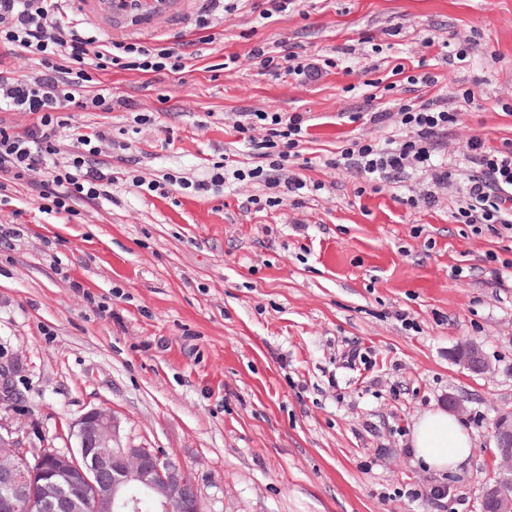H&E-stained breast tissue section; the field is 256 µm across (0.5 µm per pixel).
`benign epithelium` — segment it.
<instances>
[{"label": "benign epithelium", "mask_w": 512, "mask_h": 512, "mask_svg": "<svg viewBox=\"0 0 512 512\" xmlns=\"http://www.w3.org/2000/svg\"><path fill=\"white\" fill-rule=\"evenodd\" d=\"M455 358L475 373L489 363L482 348L464 342ZM10 368L0 366V402L14 399ZM76 447L31 451L13 432L0 431V512H128L127 492L150 490L161 512H206L195 482L182 465L151 448L121 444V422L112 412L92 409L70 427ZM493 460L496 484L484 487L481 502L494 512H512V419H498Z\"/></svg>", "instance_id": "obj_1"}]
</instances>
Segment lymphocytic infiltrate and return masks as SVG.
Returning <instances> with one entry per match:
<instances>
[{
	"mask_svg": "<svg viewBox=\"0 0 512 512\" xmlns=\"http://www.w3.org/2000/svg\"><path fill=\"white\" fill-rule=\"evenodd\" d=\"M0 44L20 48L40 63L31 76H0V115L26 112L33 121L24 128L8 125L0 118V193L9 192L17 182H24L37 202L51 203L56 211L74 216L81 203L106 196L113 175L96 163L105 133L96 138L77 135V146L63 148L62 129L68 128L66 109L95 107L111 111L112 103L103 94L86 96L93 71L118 68L145 73L166 72L177 75L186 68V57L169 48L151 49L138 41H100L80 32L74 19L64 10L61 0H0ZM252 59L264 73L275 76L287 71L306 79L318 77L319 64L307 61L292 47L254 46ZM370 121L396 129L388 147L381 148L358 138L338 149L330 167L354 172L370 181H385L406 170L427 171L433 185H447L448 170L436 169L432 154L440 146L459 114L445 107L441 98L420 105H401L397 109L377 108ZM263 129V138L253 130ZM243 134L253 168L234 169L225 174L216 166L211 175L195 181L184 177H166L162 182L144 183L134 178L136 186L166 194L168 186L178 185L205 194L218 190L227 178L242 181L263 178L273 196L257 203V210L283 205L288 198L323 190L320 182H310L289 173L287 164L304 142L308 127L300 115L284 112H241L236 122ZM467 160L475 174L469 180L464 199L453 213L463 224H487L512 232V147L493 148L480 136L467 143Z\"/></svg>",
	"mask_w": 512,
	"mask_h": 512,
	"instance_id": "1",
	"label": "lymphocytic infiltrate"
}]
</instances>
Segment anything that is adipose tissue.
<instances>
[{
    "label": "adipose tissue",
    "mask_w": 512,
    "mask_h": 512,
    "mask_svg": "<svg viewBox=\"0 0 512 512\" xmlns=\"http://www.w3.org/2000/svg\"><path fill=\"white\" fill-rule=\"evenodd\" d=\"M410 443L418 462L439 473L459 467L472 453V442L463 424L455 415L438 407L416 420Z\"/></svg>",
    "instance_id": "1"
}]
</instances>
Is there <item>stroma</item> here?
I'll return each mask as SVG.
<instances>
[{"label": "stroma", "instance_id": "obj_1", "mask_svg": "<svg viewBox=\"0 0 512 512\" xmlns=\"http://www.w3.org/2000/svg\"><path fill=\"white\" fill-rule=\"evenodd\" d=\"M226 2L206 32L195 25L206 0H67L99 39L194 44L199 56L179 75L94 72L115 106L71 110L70 122L106 134L102 159L120 175L110 199L71 216L41 212L20 184L0 197V220L21 230L0 242V365L15 392L0 427L29 448H70L72 423L110 410L123 445L184 465L207 512H479L497 477L495 423L512 416V235L451 212L469 138L512 144V0H298L267 20L265 0ZM429 36L476 47L443 59ZM259 43L332 65L316 80L276 78L249 57ZM399 63L436 76L460 112L436 155L452 181L431 207L406 203L428 176L397 175L376 193L323 164L355 137L387 144L370 95L421 101L393 75ZM246 108L309 119L289 166L325 190L259 212V181L205 196L132 185L206 177L239 151ZM142 112L152 124L135 122ZM466 340L489 373L454 360ZM355 344L367 361L350 368ZM452 398L473 454L453 472L423 470L411 426ZM437 483L465 505L407 496Z\"/></svg>", "mask_w": 512, "mask_h": 512}]
</instances>
